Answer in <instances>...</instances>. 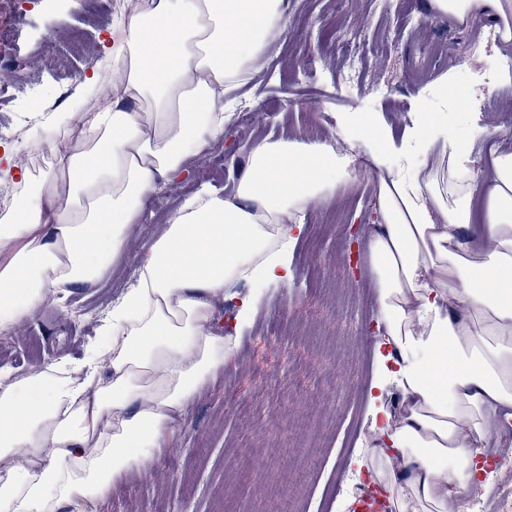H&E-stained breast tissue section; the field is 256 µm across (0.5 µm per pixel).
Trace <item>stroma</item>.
<instances>
[{
    "instance_id": "obj_1",
    "label": "stroma",
    "mask_w": 512,
    "mask_h": 512,
    "mask_svg": "<svg viewBox=\"0 0 512 512\" xmlns=\"http://www.w3.org/2000/svg\"><path fill=\"white\" fill-rule=\"evenodd\" d=\"M427 0H393L382 13L378 0H284L288 28L275 39L260 67L236 90V109L224 116L225 134L237 142L224 153L223 137L207 140L181 175L169 177L147 199L146 220L126 233V249L95 285L74 291L67 307L45 303L0 333V367L21 378L61 359L80 360L102 336L112 307L136 284L147 243L163 233L185 200L203 189L233 193L252 145L265 137L338 141L342 120L369 114L394 143L406 134L427 141L444 126L453 144L473 148L477 169L488 163L486 144L472 143L473 126L507 127L512 149V84L470 100L465 109H434L419 125L422 90L452 75L469 86L488 60L476 51L486 24L459 25L431 13ZM0 23L19 30L13 52L24 65L0 70V84L15 88L0 106V121L15 135L27 161L36 147L33 125L58 112L96 101L112 61V22L106 0H35L24 15L0 9ZM444 54L437 74L423 68L436 46ZM362 57L344 82L345 55ZM97 87L81 98L85 77ZM254 118L238 123L237 113ZM377 187L367 174L313 203L293 252L288 285L256 291L242 280L230 299L216 303L218 325L235 317L241 297L258 294L251 325L229 334L232 354L175 419L167 444L145 465L118 480L98 512H343L334 493L344 475L366 458L360 442L368 426L367 390L377 371L379 321L369 236L350 246L353 225H373ZM356 256L359 274L346 262Z\"/></svg>"
}]
</instances>
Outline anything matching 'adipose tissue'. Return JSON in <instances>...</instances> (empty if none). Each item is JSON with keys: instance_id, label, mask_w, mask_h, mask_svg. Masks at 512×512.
<instances>
[{"instance_id": "adipose-tissue-1", "label": "adipose tissue", "mask_w": 512, "mask_h": 512, "mask_svg": "<svg viewBox=\"0 0 512 512\" xmlns=\"http://www.w3.org/2000/svg\"><path fill=\"white\" fill-rule=\"evenodd\" d=\"M282 3L153 0L118 22L119 101L86 118L85 139L52 140L54 168L0 224V332L111 269L149 194L223 131L224 96L284 31ZM427 7L463 24L490 18L512 45V0ZM339 134L359 142L376 180L377 357L404 405L393 420L372 384L371 461L404 460L386 485L393 504L430 512L466 498L477 458L512 419V152L491 151L481 177L470 151L437 132L424 145L431 165L413 171L410 143L394 145L372 119ZM351 163L319 142L256 141L234 193L197 194L150 243L136 287L78 368L47 364L21 379L0 368V512H93L150 460L231 355L213 330L215 302L243 279L292 280L298 215L351 181ZM453 300L464 316L450 312Z\"/></svg>"}]
</instances>
